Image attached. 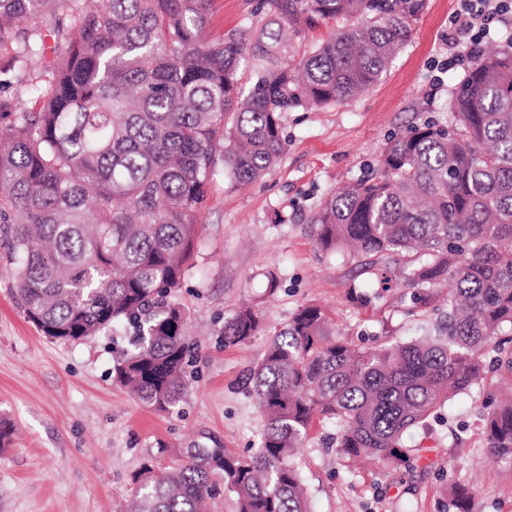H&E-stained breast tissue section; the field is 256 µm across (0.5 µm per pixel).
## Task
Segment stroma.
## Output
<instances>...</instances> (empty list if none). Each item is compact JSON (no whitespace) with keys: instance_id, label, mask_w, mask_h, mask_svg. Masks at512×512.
<instances>
[{"instance_id":"obj_1","label":"stroma","mask_w":512,"mask_h":512,"mask_svg":"<svg viewBox=\"0 0 512 512\" xmlns=\"http://www.w3.org/2000/svg\"><path fill=\"white\" fill-rule=\"evenodd\" d=\"M256 3L215 0L209 39L250 23ZM457 7L427 0L411 40L355 101L284 113L288 150L262 178H217L192 268L174 291L198 348L173 413L145 407L114 382L127 326L77 342L49 339L25 319L0 264V421L14 428L0 453V512H122L148 460L166 466L197 447L256 453L265 420L246 377L303 306L325 307L336 334L365 346L385 332L402 342L433 332L439 312L400 313L398 289L378 288L345 253L321 252L308 219L338 187L367 174L388 135L428 119L447 123L448 85L464 70L449 69L440 88L432 75L448 55ZM353 286L367 302L350 299ZM245 306L258 310L260 331L247 343H225V321ZM478 404L474 393L442 404L427 428L403 438L423 456L395 469L350 462L336 450L335 422H317L296 456L309 512H456L461 489L471 512H512V459L488 448Z\"/></svg>"}]
</instances>
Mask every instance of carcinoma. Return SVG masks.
Here are the masks:
<instances>
[{
	"label": "carcinoma",
	"instance_id": "obj_1",
	"mask_svg": "<svg viewBox=\"0 0 512 512\" xmlns=\"http://www.w3.org/2000/svg\"><path fill=\"white\" fill-rule=\"evenodd\" d=\"M213 0H0V248L21 308L45 336L79 341L126 323L116 380L174 411L194 343L171 298L190 268L215 178L248 184L288 140L282 116L370 90L412 37L426 0H260L261 21L206 38ZM340 26L299 55L292 41ZM451 119L388 137L369 175L328 198L310 233L349 251L400 308L439 310L434 335L376 347L331 335L318 305L298 310L251 371L266 425L260 450L187 448L146 463L127 512H202L217 483L237 512H309L295 449L334 419L352 459L399 463L406 432L450 398L483 395L487 445L512 458V34L449 92ZM261 329L251 308L224 342Z\"/></svg>",
	"mask_w": 512,
	"mask_h": 512
}]
</instances>
